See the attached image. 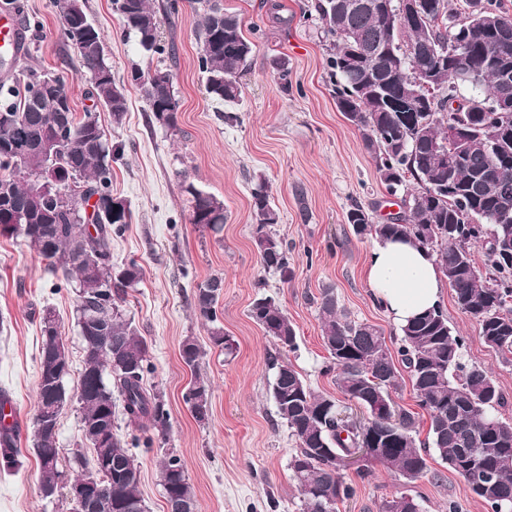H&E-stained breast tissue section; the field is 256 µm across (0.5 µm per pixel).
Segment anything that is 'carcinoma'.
<instances>
[{
	"label": "carcinoma",
	"mask_w": 512,
	"mask_h": 512,
	"mask_svg": "<svg viewBox=\"0 0 512 512\" xmlns=\"http://www.w3.org/2000/svg\"><path fill=\"white\" fill-rule=\"evenodd\" d=\"M378 0H316L315 9L331 37L330 65L336 77V107L356 126L365 148L376 162L380 181L392 193L413 179L417 188L405 200L406 211L385 224H373L370 215L355 206L347 223L358 234L377 238H408L435 254L438 267L452 288L460 309L478 326L483 342L505 364L512 365V13L504 0H423V17L413 23L399 21L397 0L381 13L371 8ZM200 12L199 70L206 75L208 94L226 102L241 95L240 75L254 43L243 32L238 14L224 9L223 0H193ZM123 33L135 37L146 52L163 55L172 49L161 44L160 18L149 0H112ZM63 36L78 52L89 74L90 91L112 121L122 122L128 103L124 88L112 78L100 31L91 27L85 38L63 29ZM19 59L0 74V225L11 224L27 210L28 224L20 239L62 271L76 290V322L88 313L109 325L112 338L121 341L128 361L112 364L95 333L80 335L83 367L76 402L82 444L100 451L86 433L100 406L122 402L127 424L139 432L162 437L168 412L162 397L150 392L145 376L152 370L148 344L133 321L120 309L125 290L142 277L135 262L112 274V237H120L131 215L115 221H86L83 206L92 196H112V163L124 148L108 142L98 121L87 114L79 119L67 107L58 131L57 172L60 191L75 197L64 204L56 197L34 198V179L46 159L36 151L20 154L10 143L33 138L41 125L61 113L60 95L48 88L64 80L33 68L17 70ZM428 77V87L414 85L416 71ZM174 77L168 66L136 71L145 100L157 123L177 129L179 100L165 78ZM470 90L465 96L460 89ZM450 126L466 129L465 141L448 143ZM190 196L189 222L216 233L224 226V202L201 197L194 184L184 186ZM252 214L261 265L288 275V244L270 231L279 214L265 185L253 189ZM481 248L487 273L472 254ZM223 279L213 277L195 292V307L211 324L212 343L228 350L232 343L217 325V305ZM323 344L330 355L325 373H335L343 399L368 411L362 419L340 418V400L316 393L289 363L277 367L271 395L298 448L290 469L298 484L303 512H325L333 503L354 496L339 465V458L375 436L381 452L357 468L365 480L376 468L394 472L408 481L427 475L428 458L438 456L467 484L472 495L490 512H512V419L498 415L508 404L504 393L485 369L463 360L466 338L448 324L442 308H433L400 326L398 347L391 350L374 325L359 323L338 310L332 289L321 293ZM251 315L265 335L284 348H293L296 330L279 303L267 296L254 301ZM52 322L54 337L40 335L39 365L53 348L65 347L55 310L46 307L40 324ZM184 363L195 368L202 349L188 338L181 349ZM408 375L412 391L429 419L427 438L418 439L415 416L394 406L391 390ZM190 410L210 404V389L198 379L185 394ZM6 393H0V448L9 450L20 464L15 422H5ZM154 436L145 438L150 448ZM37 458L56 455L51 467L40 466L41 484L59 486L63 449L56 436L31 433ZM112 473L102 477L112 504L133 501L147 512L139 490L140 465L117 434L106 444ZM164 494L196 500L180 457L166 454L160 461ZM406 495L383 500L379 512H409Z\"/></svg>",
	"instance_id": "cac0c4a2"
}]
</instances>
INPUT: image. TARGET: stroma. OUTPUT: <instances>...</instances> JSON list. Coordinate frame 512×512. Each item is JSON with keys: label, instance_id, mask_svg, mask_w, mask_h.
<instances>
[{"label": "stroma", "instance_id": "1", "mask_svg": "<svg viewBox=\"0 0 512 512\" xmlns=\"http://www.w3.org/2000/svg\"><path fill=\"white\" fill-rule=\"evenodd\" d=\"M86 12L104 36V54L128 111L121 124L89 96L90 83L79 57L62 36L54 0H20L22 13L36 22L27 33L32 65L63 77L77 117L92 114L110 141L124 145L112 166V192L130 202L132 221L112 241V266L137 262L141 281L127 289L122 307L148 343L153 370L149 391L162 395L169 412L165 440L136 448L140 490L148 512H166L159 464L179 456L192 484L198 512H302V497L290 461L297 443L278 416L269 385L276 363H292L319 394L337 395L327 374L319 298L332 289L339 310L352 320L379 327L385 336L399 327L375 303L365 262L375 238L357 235L346 222L353 206L373 223H386L400 210L402 194L381 183L361 132L336 108L329 41L314 9L316 0H224L239 14L244 34L256 45L241 78L237 104L206 91L198 67L199 16L191 0H178L175 15L162 16L160 36L173 55L145 54L125 36L112 0H84ZM167 65L179 99L177 128L152 122L142 89L130 80L133 67ZM287 69V82L278 72ZM191 182L224 203L221 233L188 221ZM265 183L280 221L272 228L288 244L291 275L260 263L252 219L251 191ZM224 280L219 324L233 341L232 352L214 346L210 325L194 305L196 288L211 277ZM274 297L294 324V349L280 347L250 316L253 302ZM75 295L62 274L52 273L21 240L0 237V390H6L19 420L20 468L0 470V512H72L65 495L44 498L31 447L39 376V314L55 309L72 361L66 380L76 391L82 361L75 324ZM449 325L467 338L466 362L489 370L512 400V366L502 365L478 336L476 322L463 313L453 293L441 304ZM203 350L197 368L180 356L185 338ZM210 387L207 421H197L184 396L195 379ZM430 472L415 481L377 470L368 481L355 470L346 478L354 496L340 512H378L398 493L416 497L423 512H487L471 497L448 465L433 458Z\"/></svg>", "mask_w": 512, "mask_h": 512}]
</instances>
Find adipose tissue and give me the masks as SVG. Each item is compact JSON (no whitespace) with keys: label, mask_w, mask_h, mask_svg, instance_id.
<instances>
[{"label":"adipose tissue","mask_w":512,"mask_h":512,"mask_svg":"<svg viewBox=\"0 0 512 512\" xmlns=\"http://www.w3.org/2000/svg\"><path fill=\"white\" fill-rule=\"evenodd\" d=\"M367 280L375 300L400 324L440 304L445 286L435 257L406 240L381 239L373 245Z\"/></svg>","instance_id":"adipose-tissue-1"}]
</instances>
